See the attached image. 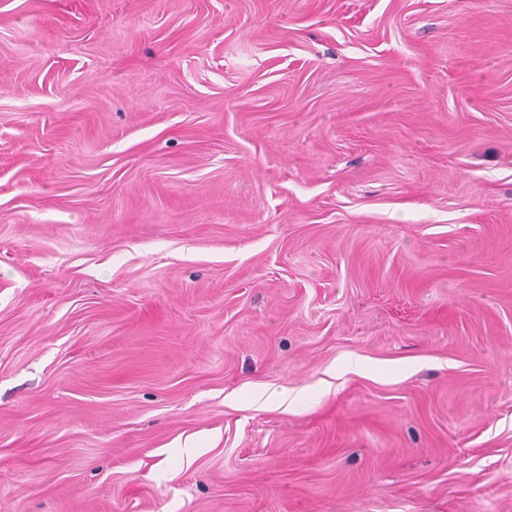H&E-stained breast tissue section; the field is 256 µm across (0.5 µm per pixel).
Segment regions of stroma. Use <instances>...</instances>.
<instances>
[{"label":"stroma","mask_w":512,"mask_h":512,"mask_svg":"<svg viewBox=\"0 0 512 512\" xmlns=\"http://www.w3.org/2000/svg\"><path fill=\"white\" fill-rule=\"evenodd\" d=\"M0 512H512V0H0Z\"/></svg>","instance_id":"35a3bbf8"}]
</instances>
